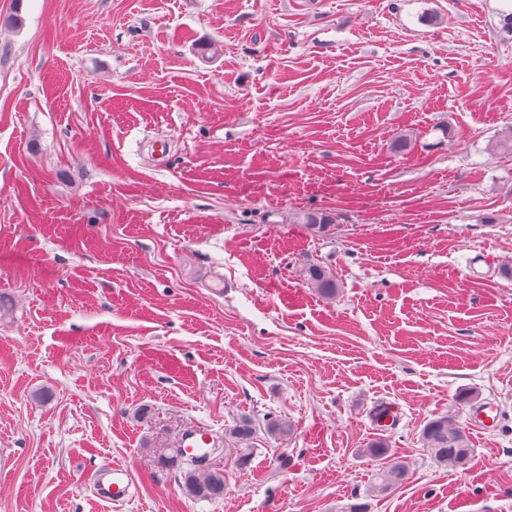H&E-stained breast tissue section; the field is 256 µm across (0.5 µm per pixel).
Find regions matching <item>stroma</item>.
<instances>
[{"label":"stroma","instance_id":"stroma-1","mask_svg":"<svg viewBox=\"0 0 512 512\" xmlns=\"http://www.w3.org/2000/svg\"><path fill=\"white\" fill-rule=\"evenodd\" d=\"M16 10L0 512H342L397 460L372 512H512V156L492 148L512 0H0V21ZM488 402L468 466L427 454L429 419ZM244 414L242 466L223 444ZM196 427L223 449L216 502L152 460ZM113 463L134 479L120 504L88 481ZM300 276L308 288L326 299L336 298L340 283L334 273L319 264H307L300 269ZM256 435L252 419L247 415L240 416L233 424L224 428V442L226 438L231 439L239 454L238 462L241 465L248 463L250 456L255 449L254 439ZM408 476L406 465L400 461L393 463L388 469L378 471L374 478V483L371 489V495L365 497H355L354 500L365 499V502L349 503L344 512H369L370 503L367 499L370 496H377L388 493L396 488L398 484H402ZM374 494V495H373Z\"/></svg>","mask_w":512,"mask_h":512}]
</instances>
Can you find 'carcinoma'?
<instances>
[{
  "label": "carcinoma",
  "instance_id": "cac0c4a2",
  "mask_svg": "<svg viewBox=\"0 0 512 512\" xmlns=\"http://www.w3.org/2000/svg\"><path fill=\"white\" fill-rule=\"evenodd\" d=\"M303 224L316 233H323L330 229L332 220L322 213L310 212L304 216ZM300 276L307 287L323 298L333 299L340 291L334 273L322 265L307 264L300 269ZM255 435V426L247 415L240 416L224 429V437L235 444L238 462L242 465L247 464L253 454ZM421 436L423 448L442 465L464 466L473 454L468 432L452 415L429 420ZM153 458L159 467L178 472L181 488L187 496L204 501L224 498V464H203L196 458L185 460L176 448H156ZM407 476L406 465L397 461L376 473L371 493L376 496L385 494L403 483Z\"/></svg>",
  "mask_w": 512,
  "mask_h": 512
}]
</instances>
